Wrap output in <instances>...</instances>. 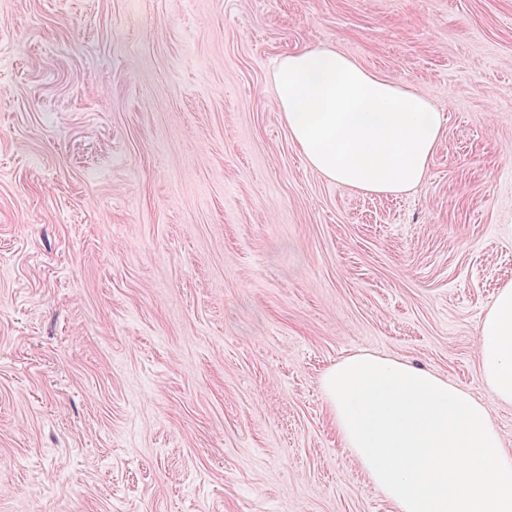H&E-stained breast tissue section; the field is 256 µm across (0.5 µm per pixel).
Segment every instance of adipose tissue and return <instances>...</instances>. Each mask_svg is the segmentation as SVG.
Returning <instances> with one entry per match:
<instances>
[{
  "label": "adipose tissue",
  "mask_w": 512,
  "mask_h": 512,
  "mask_svg": "<svg viewBox=\"0 0 512 512\" xmlns=\"http://www.w3.org/2000/svg\"><path fill=\"white\" fill-rule=\"evenodd\" d=\"M274 91L292 140L328 179L376 194L423 181L444 124L425 96L331 48L283 57ZM478 355L486 402L371 352L322 374L343 447L395 512H512V450L489 407L512 405V282L481 322Z\"/></svg>",
  "instance_id": "ef3b65f1"
}]
</instances>
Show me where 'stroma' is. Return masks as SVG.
Here are the masks:
<instances>
[{
	"mask_svg": "<svg viewBox=\"0 0 512 512\" xmlns=\"http://www.w3.org/2000/svg\"><path fill=\"white\" fill-rule=\"evenodd\" d=\"M332 48L444 130L397 195L274 93ZM512 282V0H0V512H394L319 379L359 351L488 399ZM478 355L492 400L512 405V282L499 288L481 322Z\"/></svg>",
	"mask_w": 512,
	"mask_h": 512,
	"instance_id": "obj_1",
	"label": "stroma"
}]
</instances>
